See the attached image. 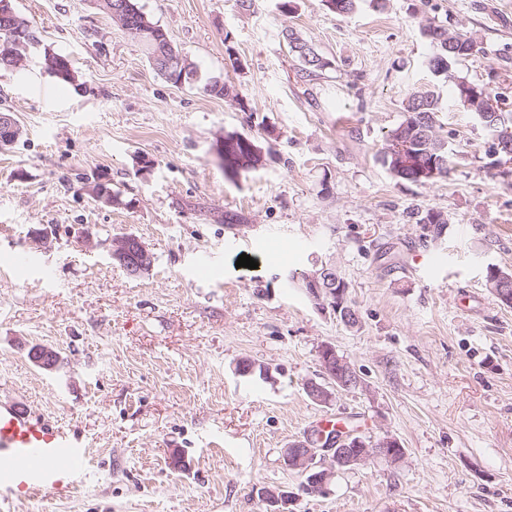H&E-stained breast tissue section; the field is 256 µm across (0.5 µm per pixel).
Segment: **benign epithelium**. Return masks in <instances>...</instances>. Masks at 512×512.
<instances>
[{
  "label": "benign epithelium",
  "instance_id": "obj_1",
  "mask_svg": "<svg viewBox=\"0 0 512 512\" xmlns=\"http://www.w3.org/2000/svg\"><path fill=\"white\" fill-rule=\"evenodd\" d=\"M466 102H474V105L483 109L480 113V119H486L491 116L489 105L493 100L487 98V91H465L462 93ZM19 135L18 124L10 119L6 122L0 121V147L6 148L12 145ZM417 172V177L422 181H430L438 176L436 162L430 161L425 157L419 156L408 160ZM112 258L122 264L126 273L131 277H136L140 272L150 267L152 264V255L146 245L137 237L127 234L115 236L112 239ZM327 275V266L315 265L311 271L305 274L304 280L309 291L314 297L336 308V304L343 303L344 290L332 291L324 285ZM321 351L329 352L324 362L323 370L332 381L336 389H346L353 385L356 373L353 371L347 361L335 353V349L325 344ZM33 359L41 368L53 370L58 366L59 355L50 347L39 346L33 352ZM308 396L318 404H326L332 399V392L324 385L309 383L307 385ZM393 437L389 435L381 436L375 440H365L355 433L349 432L340 437L337 441H328L324 450L330 453L331 463L325 465L317 459V443L313 438L308 437L297 441L285 449L284 463L287 467L298 470L306 475L313 471L318 472L317 477L309 480L302 486V491L307 494H320L326 491L331 480L334 478L336 470L348 466L355 468L364 466L370 461L385 457V449ZM354 449L351 454L341 453L340 446ZM262 499L272 507V512H288V506L293 501V496L286 492H275L265 490L261 493Z\"/></svg>",
  "mask_w": 512,
  "mask_h": 512
}]
</instances>
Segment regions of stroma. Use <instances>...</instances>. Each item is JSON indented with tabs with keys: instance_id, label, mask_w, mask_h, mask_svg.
Here are the masks:
<instances>
[{
	"instance_id": "1",
	"label": "stroma",
	"mask_w": 512,
	"mask_h": 512,
	"mask_svg": "<svg viewBox=\"0 0 512 512\" xmlns=\"http://www.w3.org/2000/svg\"><path fill=\"white\" fill-rule=\"evenodd\" d=\"M279 3L137 0L236 103L167 82L99 0H12L40 45L0 71V113L21 128L0 150V400L82 437L88 468L72 496L0 512H266L264 489L294 495L288 512H512V307L485 281L487 265L512 271V161L507 177L491 167L487 133L427 69L423 34L473 35L483 51L458 76L512 99V0H359L341 16ZM287 29L328 60L320 78L302 75ZM47 48L74 82L44 72ZM424 88L453 164L416 184L383 164V135ZM227 132L277 162L226 177ZM429 209L448 219L437 239L418 222ZM121 234L153 255L141 277L111 256ZM243 254L258 268L237 267ZM321 262L347 283L356 326L298 287ZM325 344L361 382L318 404L305 386L327 381ZM43 345L54 370L28 356ZM324 417L395 437L403 458L302 493L283 452Z\"/></svg>"
}]
</instances>
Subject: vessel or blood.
<instances>
[{"instance_id":"1","label":"vessel or blood","mask_w":512,"mask_h":512,"mask_svg":"<svg viewBox=\"0 0 512 512\" xmlns=\"http://www.w3.org/2000/svg\"><path fill=\"white\" fill-rule=\"evenodd\" d=\"M86 457L74 433L31 407L0 401V501L70 496L83 483Z\"/></svg>"}]
</instances>
